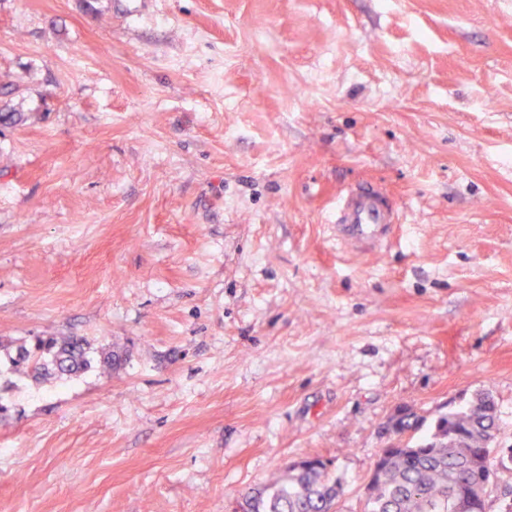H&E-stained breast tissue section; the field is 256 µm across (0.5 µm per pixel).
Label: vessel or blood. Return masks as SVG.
<instances>
[{
	"mask_svg": "<svg viewBox=\"0 0 512 512\" xmlns=\"http://www.w3.org/2000/svg\"><path fill=\"white\" fill-rule=\"evenodd\" d=\"M397 221L398 212L379 185L366 183L337 197L334 224L338 242L361 247L377 243L386 227Z\"/></svg>",
	"mask_w": 512,
	"mask_h": 512,
	"instance_id": "1",
	"label": "vessel or blood"
}]
</instances>
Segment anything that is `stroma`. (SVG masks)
I'll return each mask as SVG.
<instances>
[{"label":"stroma","instance_id":"35a3bbf8","mask_svg":"<svg viewBox=\"0 0 512 512\" xmlns=\"http://www.w3.org/2000/svg\"><path fill=\"white\" fill-rule=\"evenodd\" d=\"M0 512H232L408 409L512 451V0H0ZM364 181L400 211L351 251ZM80 336L78 377L19 346ZM121 358L104 368L103 352ZM398 212L385 191L377 184L366 183L337 196L336 240L355 246L381 240L386 227L397 224Z\"/></svg>","mask_w":512,"mask_h":512}]
</instances>
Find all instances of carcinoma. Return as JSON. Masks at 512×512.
I'll return each instance as SVG.
<instances>
[{"mask_svg":"<svg viewBox=\"0 0 512 512\" xmlns=\"http://www.w3.org/2000/svg\"><path fill=\"white\" fill-rule=\"evenodd\" d=\"M88 343L76 336L40 339L17 350L16 363L29 375L71 378L88 368ZM417 419L410 412L393 416L387 431L395 442L379 450L364 488L361 512H487L496 486L498 405L478 392L434 422L428 437L404 438ZM342 485L326 461L307 457L286 473L237 498L234 512H335Z\"/></svg>","mask_w":512,"mask_h":512,"instance_id":"obj_1","label":"carcinoma"}]
</instances>
